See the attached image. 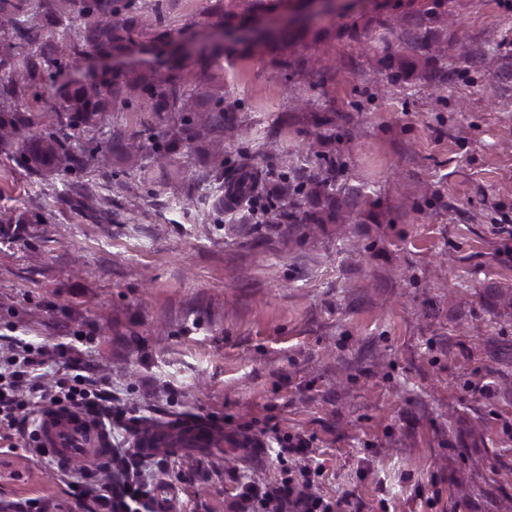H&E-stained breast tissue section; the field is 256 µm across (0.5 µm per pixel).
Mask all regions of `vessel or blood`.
I'll use <instances>...</instances> for the list:
<instances>
[{
	"instance_id": "1",
	"label": "vessel or blood",
	"mask_w": 512,
	"mask_h": 512,
	"mask_svg": "<svg viewBox=\"0 0 512 512\" xmlns=\"http://www.w3.org/2000/svg\"><path fill=\"white\" fill-rule=\"evenodd\" d=\"M39 444L48 448L61 463L77 457H104L110 452L100 426L86 414L75 410L52 408L39 416ZM213 438L210 426L188 421L183 425V440L188 444L205 445Z\"/></svg>"
}]
</instances>
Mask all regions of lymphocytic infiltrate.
<instances>
[{
  "instance_id": "lymphocytic-infiltrate-1",
  "label": "lymphocytic infiltrate",
  "mask_w": 512,
  "mask_h": 512,
  "mask_svg": "<svg viewBox=\"0 0 512 512\" xmlns=\"http://www.w3.org/2000/svg\"><path fill=\"white\" fill-rule=\"evenodd\" d=\"M7 352L0 355V440L20 436L37 442L34 422L46 408H74L95 419L122 423L128 411L112 402V392L86 376L78 346L61 342L53 350L45 346L7 337ZM54 361L59 374L52 386H44L41 370L46 361ZM279 459H306L302 470L289 474L278 483H243L236 496L238 512L260 508L266 512L278 503L283 512H359L352 494L330 500L312 489L315 477L322 473L309 454L312 441L303 435L286 434L278 439ZM74 512H155L154 495L148 482L129 480L119 485H94L69 476Z\"/></svg>"
}]
</instances>
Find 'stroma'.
Listing matches in <instances>:
<instances>
[{
    "instance_id": "obj_1",
    "label": "stroma",
    "mask_w": 512,
    "mask_h": 512,
    "mask_svg": "<svg viewBox=\"0 0 512 512\" xmlns=\"http://www.w3.org/2000/svg\"><path fill=\"white\" fill-rule=\"evenodd\" d=\"M210 0H165L170 42L189 39ZM374 7L314 24L295 50L327 68L287 71L228 41L224 91L240 106L225 164L276 141L299 166L318 116L327 151L360 194L345 224H236L210 207L207 143L177 155L184 192L114 165L38 176L0 142V336L46 347L90 335L83 360L128 407L111 447L137 429L209 419L214 448L158 449L154 487L180 512H225L241 481L277 482L275 433L315 436L322 494L351 490L361 512H512V0H457L448 80L377 89ZM490 43L496 62L468 55ZM113 65L85 54L20 99L42 132L59 87ZM151 143L147 113H107L83 153L113 132ZM491 391L481 394L479 387ZM42 500L70 512L52 458L0 449V512Z\"/></svg>"
}]
</instances>
